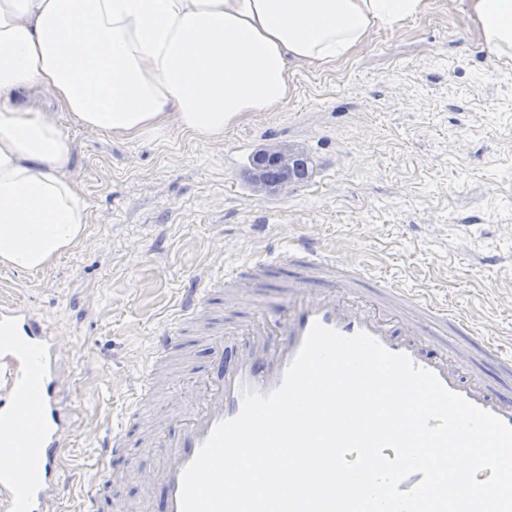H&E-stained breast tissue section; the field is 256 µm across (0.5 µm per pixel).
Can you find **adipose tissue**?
Here are the masks:
<instances>
[{"mask_svg": "<svg viewBox=\"0 0 512 512\" xmlns=\"http://www.w3.org/2000/svg\"><path fill=\"white\" fill-rule=\"evenodd\" d=\"M424 0H0V262L47 267L82 236L67 136L26 98L138 137L223 135L290 91L292 69L348 56ZM486 50L512 56V0H470Z\"/></svg>", "mask_w": 512, "mask_h": 512, "instance_id": "obj_1", "label": "adipose tissue"}]
</instances>
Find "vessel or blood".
I'll return each mask as SVG.
<instances>
[{"label": "vessel or blood", "instance_id": "b4317fda", "mask_svg": "<svg viewBox=\"0 0 512 512\" xmlns=\"http://www.w3.org/2000/svg\"><path fill=\"white\" fill-rule=\"evenodd\" d=\"M273 266L296 271L276 305L262 292ZM218 288L230 304H247L248 315L217 321L210 294ZM317 323L345 336L371 334L512 426L511 343L438 306L426 290L403 288L315 239L296 238L272 260L225 268L215 281L197 274L182 289L174 316L152 338L144 373L127 384L129 403L100 438L101 474L82 512H125L112 498L120 476L114 465L139 454L157 458L140 476L144 500L158 512H179L182 473L213 429L240 413L244 390L266 394L280 386ZM191 336L206 340L208 369L184 379L169 412L139 424V407ZM63 352L61 337L30 307L0 304V512H50L62 491V450L73 426L57 374Z\"/></svg>", "mask_w": 512, "mask_h": 512}]
</instances>
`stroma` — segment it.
Instances as JSON below:
<instances>
[{
	"label": "stroma",
	"mask_w": 512,
	"mask_h": 512,
	"mask_svg": "<svg viewBox=\"0 0 512 512\" xmlns=\"http://www.w3.org/2000/svg\"><path fill=\"white\" fill-rule=\"evenodd\" d=\"M44 111L71 142L65 175L88 224L44 269L0 263V299L30 306L65 343L74 430L51 512H81L99 436L188 274L217 277L313 237L512 338V58L486 51L469 0H426L349 56L296 66L286 100L209 140L127 139ZM233 143L305 152L314 176L243 181L224 169Z\"/></svg>",
	"instance_id": "1"
}]
</instances>
